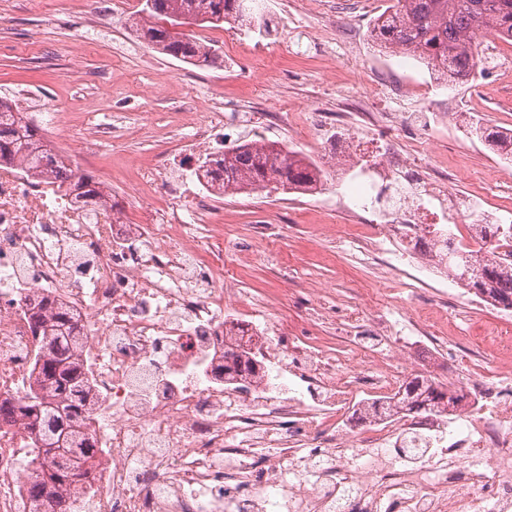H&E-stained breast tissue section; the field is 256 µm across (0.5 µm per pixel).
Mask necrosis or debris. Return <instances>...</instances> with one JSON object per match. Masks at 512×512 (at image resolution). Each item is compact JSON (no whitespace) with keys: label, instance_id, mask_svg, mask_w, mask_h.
Returning a JSON list of instances; mask_svg holds the SVG:
<instances>
[{"label":"necrosis or debris","instance_id":"1","mask_svg":"<svg viewBox=\"0 0 512 512\" xmlns=\"http://www.w3.org/2000/svg\"><path fill=\"white\" fill-rule=\"evenodd\" d=\"M223 107L211 98L188 113L194 148L223 127ZM432 150L422 129L406 150L392 137L366 150L354 128L328 140L327 161L355 175L353 207L367 215L344 234L410 250L428 241L448 196L422 173ZM186 177L159 161L134 195L154 221L128 226L0 168V400H26L46 350L33 296L66 302L86 334L97 453L71 512H512V331L476 338L496 369L474 371L481 397L451 420L371 418L343 434L338 420L360 393L384 399L397 385L363 375L373 347L342 371L306 336H268L250 321L242 344L263 369L225 383L224 340L247 301L184 233L217 222L206 195L186 205ZM288 349L306 367L288 372ZM46 461L24 422L0 421V512H29Z\"/></svg>","mask_w":512,"mask_h":512}]
</instances>
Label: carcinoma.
Returning a JSON list of instances; mask_svg holds the SVG:
<instances>
[{
  "label": "carcinoma",
  "instance_id": "1",
  "mask_svg": "<svg viewBox=\"0 0 512 512\" xmlns=\"http://www.w3.org/2000/svg\"><path fill=\"white\" fill-rule=\"evenodd\" d=\"M136 24L144 41L166 55L187 63H213L210 47L189 34L171 32L187 18L201 27H221L246 21L258 26L264 15L249 0H144ZM484 35L512 40V0H394L371 30L379 46L411 53L440 74L454 80L478 66L477 39ZM19 166L33 178L52 180L75 202L95 216L112 207L102 184L47 148L39 129L24 120L12 104L0 100V166ZM207 186L222 194L258 192L271 184L310 190L321 182V170L294 152L283 154L274 143L243 140L231 153L208 155L198 166ZM488 244L512 239V224H483ZM447 259L448 273L498 308L512 310V253L500 257L493 249L462 250L455 234L434 230ZM34 333L48 340L40 359L35 386L20 405H0V419L19 416L26 421L50 456V464L32 484L33 512H69L68 494L84 478V467L94 457L93 434L85 414L87 391L81 379L84 335L78 316L63 302L36 297L30 300ZM261 367L246 351L224 352V375L259 374ZM468 395L450 390L430 377L416 375L398 387L392 399L374 402L361 420L387 415L459 414Z\"/></svg>",
  "mask_w": 512,
  "mask_h": 512
}]
</instances>
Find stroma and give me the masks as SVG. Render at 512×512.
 I'll return each instance as SVG.
<instances>
[{
  "label": "stroma",
  "mask_w": 512,
  "mask_h": 512,
  "mask_svg": "<svg viewBox=\"0 0 512 512\" xmlns=\"http://www.w3.org/2000/svg\"><path fill=\"white\" fill-rule=\"evenodd\" d=\"M389 0H263L267 30L225 25L216 65H192L149 47L137 36L129 15L141 0L113 11L110 0H0V98L17 91L33 94L29 110L56 102L69 115V129L53 146L82 173L107 187L115 212L139 221L126 192L140 165L163 148L166 139L187 141L192 130L182 120L183 86L209 99L221 95L226 111L248 110L264 97L286 101L271 128L218 130L207 149L220 152L227 140L267 138L291 144L299 124L315 136L331 137L350 124L346 102L357 93L353 80L384 83L398 95L385 104L410 126L427 112H447L432 121L437 149L424 172L448 182L449 196L512 224V156L468 133L470 117L512 133V41H499L491 64L497 76L476 68L470 77L446 84L443 76L414 56L385 51L370 28ZM170 80L167 94L153 92L158 75ZM121 127V141L112 138ZM499 168L488 187L485 175ZM355 192L348 177L326 170L316 190L283 188L221 197L224 209V273L245 296L255 299L253 320L289 331L308 329L323 350L346 366L365 341L387 353L406 354L404 378L433 377L449 387L470 390L471 381L456 361L472 339L495 335L512 322V310L479 308L464 288L441 273L421 279L392 275L385 261L369 256L358 240L342 232L350 218L339 206ZM386 283L384 303L368 305L364 289ZM324 289L326 316H307L305 300ZM362 310L377 324L368 336L347 322Z\"/></svg>",
  "instance_id": "1"
}]
</instances>
